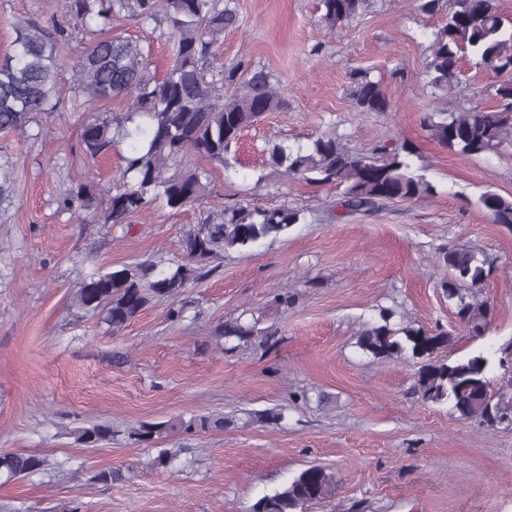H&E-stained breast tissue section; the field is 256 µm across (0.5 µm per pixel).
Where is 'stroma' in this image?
Segmentation results:
<instances>
[{
	"instance_id": "1",
	"label": "stroma",
	"mask_w": 512,
	"mask_h": 512,
	"mask_svg": "<svg viewBox=\"0 0 512 512\" xmlns=\"http://www.w3.org/2000/svg\"><path fill=\"white\" fill-rule=\"evenodd\" d=\"M238 17L216 48L218 63L262 68L279 81L288 105L246 129L238 161L213 167L210 191L175 210L154 206L132 223L104 228L58 206L72 179L118 177L126 144L91 161L71 108L73 55L60 60L63 91L54 112L28 130L0 131L16 192L0 205V451L34 454L46 469L0 484V512H252L263 496L303 469L332 473L330 498L305 512H512V424L463 420L449 405L411 393L416 366L374 359L357 346L380 308L398 320L455 336L447 356L501 353L493 391L512 384V229L477 204L493 190L512 195V139L486 154L461 157L432 140L429 112L496 108L501 82L466 58L451 92L425 74L447 9L424 0H363L354 19L329 27L319 0H226ZM57 0H0V55L13 25L50 22ZM380 81L390 112H362L355 71ZM361 153L406 142L408 161L434 187L418 201L391 200L370 211L341 207L342 190L286 179L269 163L282 143L318 135ZM242 203L288 206L302 218L286 234L210 259L204 276L178 297L149 306L120 331L76 309L73 295L98 269L184 259L183 239L208 212ZM484 252L494 270L481 293L493 308L480 337L468 335L441 284V246ZM288 293L291 306L277 304ZM269 334L237 347L216 334L236 318ZM276 409L275 424L255 412ZM224 417V429L172 432L145 445L129 430L143 422ZM112 428L98 448L75 432ZM174 451L173 468L152 464ZM120 471L115 483L100 471Z\"/></svg>"
}]
</instances>
